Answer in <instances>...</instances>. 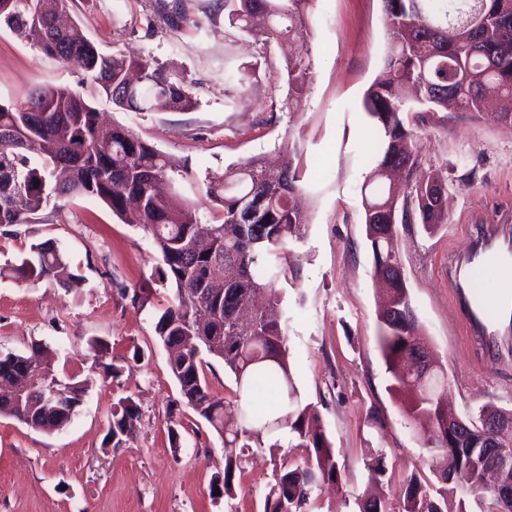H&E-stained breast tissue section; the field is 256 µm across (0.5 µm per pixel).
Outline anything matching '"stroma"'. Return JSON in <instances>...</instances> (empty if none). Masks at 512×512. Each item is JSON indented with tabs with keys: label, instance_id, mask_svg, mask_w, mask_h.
<instances>
[{
	"label": "stroma",
	"instance_id": "obj_1",
	"mask_svg": "<svg viewBox=\"0 0 512 512\" xmlns=\"http://www.w3.org/2000/svg\"><path fill=\"white\" fill-rule=\"evenodd\" d=\"M178 27L159 0H69L81 34L108 55L146 56L191 85L185 112L115 107L84 83L74 62L41 52L0 23V102L23 103L33 89L68 86L88 96L109 125L120 124L179 164L176 200L210 205L204 181L252 156L271 164L297 149L300 203L308 216L291 243L290 265L275 283L288 319V357L302 403L318 411L340 477L315 492L309 512H352L369 490L364 459L385 457L384 497L402 496L410 474L431 482L433 465L420 428L389 389L378 346L384 290L373 277L361 189L370 170V135L361 110L365 90L389 50L381 0H315L312 79L298 109L285 108L282 68L294 43L262 46L229 28L222 0H182ZM425 167L448 174V221L435 233L398 227L396 244L410 300L434 357L448 374V401L458 415L481 407L512 410V335L485 343L466 331L453 298L450 264L471 250L474 227L512 216V126L495 111L411 112ZM53 240L77 277L55 282L0 280V353L47 347L52 369L86 382L82 405L63 428L34 430L0 417V512H264L280 468L303 466V448H249L237 461L233 496H221L220 438L181 399L155 318L174 289L161 282L160 255L142 229L123 223L102 202L54 198L29 223L0 227V266L31 244ZM148 288L146 302L133 299ZM105 345L102 356L89 349ZM121 366L111 378L103 363ZM133 397V437L113 447L112 406ZM383 425L373 428L369 412Z\"/></svg>",
	"mask_w": 512,
	"mask_h": 512
}]
</instances>
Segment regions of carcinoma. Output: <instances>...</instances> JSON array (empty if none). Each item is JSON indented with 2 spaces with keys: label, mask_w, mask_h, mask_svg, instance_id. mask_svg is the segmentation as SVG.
<instances>
[{
  "label": "carcinoma",
  "mask_w": 512,
  "mask_h": 512,
  "mask_svg": "<svg viewBox=\"0 0 512 512\" xmlns=\"http://www.w3.org/2000/svg\"><path fill=\"white\" fill-rule=\"evenodd\" d=\"M69 0H0V18L44 54L83 65L86 80L120 109L187 111L195 106L192 88L172 79L150 58L108 56L90 41H71L56 26ZM314 0H224L230 27L275 41H306L307 16ZM390 23L391 47L383 71L366 90L362 109L373 135L374 155L362 187L363 219L374 276L395 280L401 261L394 246L399 224H420L434 232L446 223L448 179L426 171L406 125L408 112H439L448 99L466 112H483L512 93V0H382ZM288 108L300 106L312 62L309 51L285 59ZM177 171L175 160L123 126L106 127L100 114L68 87L34 90L25 104L0 103V225L26 224L53 196L100 200L124 223L148 232L161 256L159 279L175 287L172 302L155 323L168 353L170 371L182 401L204 419L224 446V476L214 488L233 496L240 452L254 445L281 447L286 430L294 448L314 457L301 469H283L265 501L264 512H305L314 490L338 481L333 445L321 417L301 404L288 362L287 325L272 316L282 300L274 288L289 260L288 239L303 237L307 215L299 208L297 169H271L258 156L228 166L208 180L205 194L213 222L201 230L196 204L174 207L155 195L153 182ZM26 199L15 207L17 195ZM0 276L22 281L50 279L67 288L75 278L57 243H33L27 254ZM207 319H198L199 312ZM379 346L391 390L407 395L411 423L433 424L426 445L435 453L437 483L424 485L412 475L401 512H512V501L487 486L489 466L482 449H472L448 429V378L433 357L408 290L390 289L378 313ZM45 350L0 355V379L12 390L0 394V416L32 428L69 420L83 402L77 376L60 379L44 362ZM220 360L234 377L235 400L211 390L205 357ZM275 394L256 402L261 387ZM58 398L47 402L49 390ZM137 405L127 396L113 404L108 436L120 447L132 436ZM509 429L499 447L512 448V410H480L465 416L469 436L486 441L482 417ZM371 476H386L383 454L364 460ZM358 512H395L381 498L357 497Z\"/></svg>",
  "instance_id": "carcinoma-1"
}]
</instances>
